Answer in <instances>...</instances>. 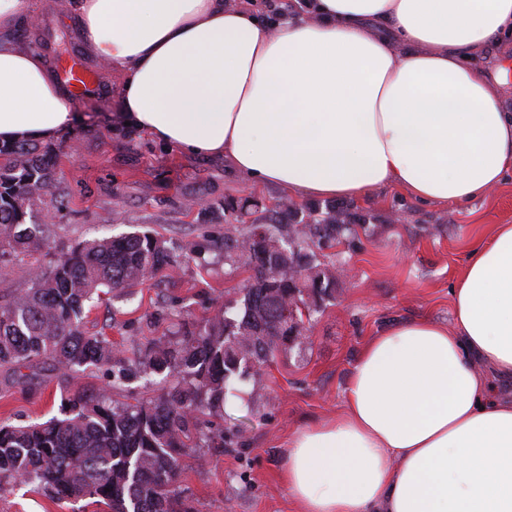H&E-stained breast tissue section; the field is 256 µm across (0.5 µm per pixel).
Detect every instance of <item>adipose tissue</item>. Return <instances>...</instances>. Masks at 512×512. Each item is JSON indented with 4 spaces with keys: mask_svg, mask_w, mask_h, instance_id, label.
Masks as SVG:
<instances>
[{
    "mask_svg": "<svg viewBox=\"0 0 512 512\" xmlns=\"http://www.w3.org/2000/svg\"><path fill=\"white\" fill-rule=\"evenodd\" d=\"M275 27L231 0H72L87 47L119 72L124 120L312 199L396 186L467 204L512 170V113L473 56L512 33V0H307ZM75 114L43 55L0 40V140ZM452 320L379 330L343 407L288 439L296 512H512V224L450 288Z\"/></svg>",
    "mask_w": 512,
    "mask_h": 512,
    "instance_id": "adipose-tissue-1",
    "label": "adipose tissue"
}]
</instances>
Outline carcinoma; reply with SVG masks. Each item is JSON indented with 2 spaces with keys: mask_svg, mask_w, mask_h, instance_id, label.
<instances>
[{
  "mask_svg": "<svg viewBox=\"0 0 512 512\" xmlns=\"http://www.w3.org/2000/svg\"><path fill=\"white\" fill-rule=\"evenodd\" d=\"M55 160L27 140L0 143V270L19 262L31 286L0 301V365L22 367L50 359L78 373L104 369L112 385L62 398L60 415L28 425L0 423V490L35 485L60 501L87 498L105 512H193L178 478L187 448L224 447L228 435L204 419L239 392L238 384L270 362L279 347L300 340L281 334L292 304L298 322L332 297L336 276L315 263L309 240L322 245L356 235L353 216L329 208L312 224H264L235 240L245 253L238 266L257 273L242 297L194 329L162 336L112 362V343L84 330L93 295L135 288L173 262L171 249L149 232L103 238L61 253L42 267L49 225L34 220L54 192ZM31 223H26V218ZM308 260L299 288L288 270ZM156 375L162 393L134 403L112 399L111 390L139 375Z\"/></svg>",
  "mask_w": 512,
  "mask_h": 512,
  "instance_id": "cac0c4a2",
  "label": "carcinoma"
}]
</instances>
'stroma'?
I'll return each mask as SVG.
<instances>
[{"mask_svg": "<svg viewBox=\"0 0 512 512\" xmlns=\"http://www.w3.org/2000/svg\"><path fill=\"white\" fill-rule=\"evenodd\" d=\"M38 24L12 35L21 48L42 50L66 36L97 77L98 94L73 107V131L39 139L56 157L55 194L67 206L50 226V251L122 234L150 231L166 240L175 262L143 285L104 296L84 329L107 336L113 360H124L178 322L199 325L236 299L247 271L224 253V236L266 223L282 205L308 211L324 201L288 194L238 173L229 161L192 157L163 148L123 124L110 87L119 73L96 63L71 16V0H32ZM483 77L501 78L512 105V39L472 63ZM370 231L353 243L321 247L317 261L336 274L333 299L306 325L302 345H287L245 383L248 400L213 414L244 420L232 445L189 449L179 484L196 512H295L279 470L289 436L311 419L333 416L364 344L379 329L403 321L450 318L449 290L469 249L492 225L512 224V173L474 202L423 203L384 187L349 202ZM107 378L89 370L64 376L51 361L0 366V421L20 424L58 414L62 396L95 391ZM0 512H94L85 501L58 502L21 485L0 491Z\"/></svg>", "mask_w": 512, "mask_h": 512, "instance_id": "obj_1", "label": "stroma"}]
</instances>
